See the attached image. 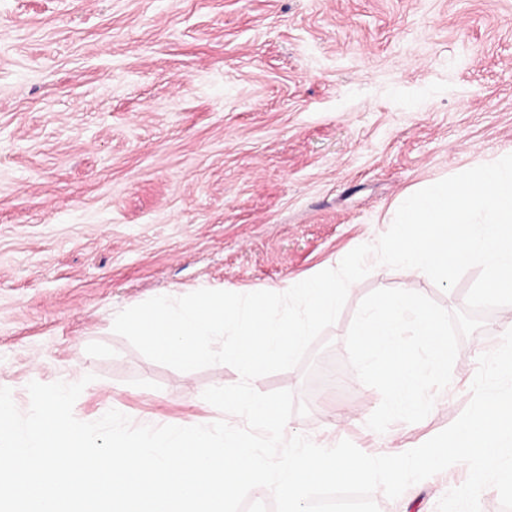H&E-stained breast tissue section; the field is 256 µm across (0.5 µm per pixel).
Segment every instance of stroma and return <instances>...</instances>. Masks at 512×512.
Masks as SVG:
<instances>
[{
	"label": "stroma",
	"instance_id": "stroma-1",
	"mask_svg": "<svg viewBox=\"0 0 512 512\" xmlns=\"http://www.w3.org/2000/svg\"><path fill=\"white\" fill-rule=\"evenodd\" d=\"M512 154V0H0V387L92 375L73 413L206 425L203 391L238 372H180L112 330L145 300L199 289L280 291L387 231L408 194ZM374 266L299 366L263 376L306 404L289 435L395 454L451 425L478 352L461 338L450 386L421 422L384 434L381 396L348 363ZM460 465L380 512H436Z\"/></svg>",
	"mask_w": 512,
	"mask_h": 512
}]
</instances>
